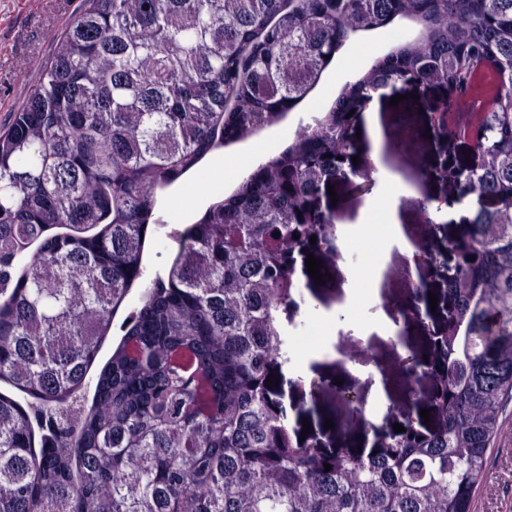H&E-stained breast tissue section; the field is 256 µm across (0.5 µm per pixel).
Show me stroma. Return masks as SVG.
<instances>
[{
    "label": "stroma",
    "mask_w": 512,
    "mask_h": 512,
    "mask_svg": "<svg viewBox=\"0 0 512 512\" xmlns=\"http://www.w3.org/2000/svg\"><path fill=\"white\" fill-rule=\"evenodd\" d=\"M80 0H0V127L7 126L14 111L27 98L38 72L50 58L57 39L73 20ZM419 27L406 19L366 32L348 42L325 70L317 88L308 99L288 112L277 124L264 127L251 136L208 154L192 171L157 193V224L147 236L143 268L144 278L136 282L116 312L112 327L98 359L106 361L123 331V322L142 305L147 281L165 275L176 253L174 236L196 222L209 204L231 194L250 171L282 152L292 142L300 127L312 124L327 111L345 82L366 69L373 58L386 53L393 45L414 40ZM398 105H391V97ZM439 90L423 85L396 82L381 89L377 98L380 141H373L369 129H362L352 140V152L358 157L379 155L389 174L388 180L376 181L359 196L348 194L345 185H336V198H324V207L332 208L339 233L338 250L333 263L323 264L321 280L303 276L293 294L292 304L280 308L279 324L288 336H315L319 342L306 364H299L293 344H286L271 372L279 383L271 387L270 397L284 412V422L294 434H306L308 441L320 443L323 452L337 450L357 453L362 442L354 429L339 426L343 407L333 393H314L312 384L336 376L351 379L360 398H367L369 381L354 377L355 365L366 364L376 356L383 364L395 363L401 352L414 350L424 354L434 336L439 335L448 318V297L444 292L448 270L425 267L422 274L406 280L396 271L405 267L409 256L392 249L389 242L371 245L367 232L379 218L378 201L392 198L399 206V222L408 235H416L424 222L414 200L420 196H445L448 188L439 178L418 181L413 170L399 163L391 153L393 135L388 117L392 110L406 112L418 133L416 150L423 167L465 165L472 155L468 141L454 140L447 147L436 146L429 138L432 109L441 99ZM380 267L379 292L364 288L359 293L357 314L362 324L373 323L379 309L398 315L409 301V291L422 287L437 297V309L428 313L423 323L413 324L393 339L379 333L360 336L353 329L336 330L323 316L345 304L341 288L344 272L350 268ZM505 423L488 453L491 474L489 485L480 487L474 512H512V401L505 406ZM334 427H327V420Z\"/></svg>",
    "instance_id": "stroma-1"
}]
</instances>
